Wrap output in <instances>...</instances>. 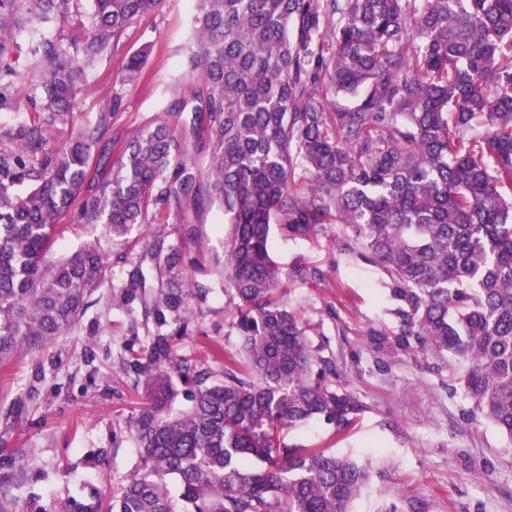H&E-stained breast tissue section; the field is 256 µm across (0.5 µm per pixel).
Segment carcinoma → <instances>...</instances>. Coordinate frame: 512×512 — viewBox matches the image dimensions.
<instances>
[{
  "label": "carcinoma",
  "mask_w": 512,
  "mask_h": 512,
  "mask_svg": "<svg viewBox=\"0 0 512 512\" xmlns=\"http://www.w3.org/2000/svg\"><path fill=\"white\" fill-rule=\"evenodd\" d=\"M159 3L91 0L87 27L82 0H0V55L11 25L23 27L46 77L40 107L0 131V358L66 334L105 280L97 244L49 258L63 215L125 236L164 227L188 198L224 212V292L238 300L243 341L216 381L178 355L183 329H165L167 316L193 315L202 290L173 279L144 303L157 330L132 363L147 396L131 421L138 467L119 496L56 512H349L368 469L282 438L321 416L344 428L359 408L278 295L274 221L300 235L351 226L394 284L402 335L462 362L454 382L473 415L512 439V0H196L201 85L114 155L119 99L80 124L79 88ZM54 15L80 31L66 47L42 31ZM145 57L132 55L121 80L138 79ZM340 95L361 100L326 111ZM206 143L203 172L194 151ZM149 248L169 270L183 260L177 247ZM176 378L191 405L173 416ZM20 476H0V512H45L18 508Z\"/></svg>",
  "instance_id": "1"
}]
</instances>
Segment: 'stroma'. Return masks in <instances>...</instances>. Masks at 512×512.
<instances>
[{"label": "stroma", "instance_id": "35a3bbf8", "mask_svg": "<svg viewBox=\"0 0 512 512\" xmlns=\"http://www.w3.org/2000/svg\"><path fill=\"white\" fill-rule=\"evenodd\" d=\"M194 13V0H161L127 28L87 71L78 121H95L119 99L108 134L118 149L172 98L190 97L199 79L190 62ZM141 50L140 77L121 81L123 63ZM31 53L27 32H16L4 58L14 72L0 76V129L39 100ZM223 222L215 207L171 206L161 241L180 248L183 262L170 272L101 227L71 214L59 221L53 259L95 243L110 270L69 333L39 352L21 348L0 360V463L12 458L25 466L11 486L19 505L36 501L51 512L92 490L119 494L139 462L130 420L145 397L131 356L146 354L155 323L141 298H123L133 271L144 276L149 296L174 275L202 288L188 324L172 316L168 325L184 330L176 339L180 354L223 378L226 358L241 348L232 327L236 301L224 292ZM271 240L274 260L288 273L281 295L306 322L312 346L334 361L337 385L360 406L347 429L312 419L285 432V443L349 453L368 465L370 483L351 512H512V441L451 389L448 357L401 335L392 283L352 229L320 224L300 236L276 223Z\"/></svg>", "mask_w": 512, "mask_h": 512}]
</instances>
